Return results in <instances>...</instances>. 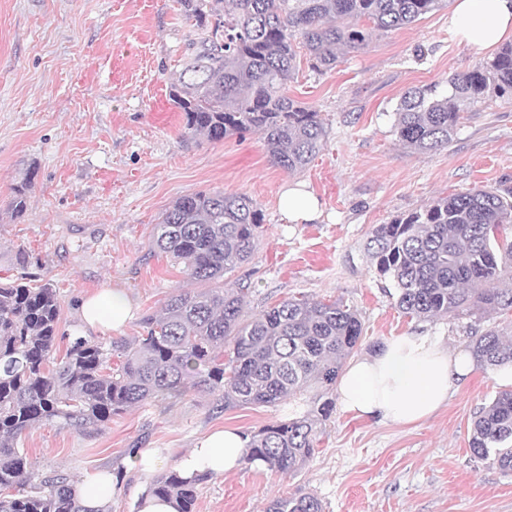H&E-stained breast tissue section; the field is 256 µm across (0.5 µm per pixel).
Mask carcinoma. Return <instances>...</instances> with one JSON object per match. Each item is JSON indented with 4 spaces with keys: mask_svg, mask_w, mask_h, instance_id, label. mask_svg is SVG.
Masks as SVG:
<instances>
[{
    "mask_svg": "<svg viewBox=\"0 0 512 512\" xmlns=\"http://www.w3.org/2000/svg\"><path fill=\"white\" fill-rule=\"evenodd\" d=\"M201 30L171 86L185 133L212 141L256 132L274 165L301 172L321 145L319 112L286 96L302 39L310 67H336L340 46L361 48L374 31L417 21L444 0H179ZM512 96V44L489 62L407 91L395 109L402 143L417 151L448 146L462 119L461 102ZM263 214L243 193L201 191L178 198L154 227L153 245L182 262L204 288L171 296L143 320L146 333L110 346L79 337L57 352L61 303L50 284H0V512H85L68 475L35 483L17 440L27 429L56 425L101 429L133 406L181 395L189 376L220 393L224 408L271 405L313 384L330 388L358 347L363 326L341 301L293 297L243 319L250 286L226 275L249 263ZM512 189H472L375 224L365 250L379 277L392 282L401 311L419 320L464 311L512 313ZM229 344V353L224 345ZM476 365H512V338L498 329L472 336ZM119 364L111 366L112 357ZM333 411L314 409L247 435V463L292 472L314 454L318 424ZM469 446L512 470V391L473 414ZM201 475L172 471L152 492L194 512ZM266 512H323L314 495H281Z\"/></svg>",
    "mask_w": 512,
    "mask_h": 512,
    "instance_id": "cac0c4a2",
    "label": "carcinoma"
}]
</instances>
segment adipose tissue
Masks as SVG:
<instances>
[{"label": "adipose tissue", "mask_w": 512, "mask_h": 512, "mask_svg": "<svg viewBox=\"0 0 512 512\" xmlns=\"http://www.w3.org/2000/svg\"><path fill=\"white\" fill-rule=\"evenodd\" d=\"M448 26L460 42L494 47L512 38V0H456ZM80 314L88 328L114 330L130 319L131 302L123 289L113 288L83 301ZM469 372L465 356L432 337L405 334L351 361L337 392L343 410L355 417L415 424L430 418L447 401L452 382ZM246 453V440L238 430H219L187 449L177 468L187 479L206 472L232 473L242 466ZM114 481L109 470L83 472L77 491L85 512H101Z\"/></svg>", "instance_id": "1"}]
</instances>
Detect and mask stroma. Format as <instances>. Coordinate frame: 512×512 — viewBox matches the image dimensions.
<instances>
[{
  "label": "stroma",
  "instance_id": "obj_1",
  "mask_svg": "<svg viewBox=\"0 0 512 512\" xmlns=\"http://www.w3.org/2000/svg\"><path fill=\"white\" fill-rule=\"evenodd\" d=\"M451 12L447 5L373 33L366 46L341 49L335 68L320 74L295 44L288 95L320 112L325 136L312 163L291 174L271 163L258 134L185 137L169 92L197 33L178 0H0V283L29 276L51 283L60 335L106 345L132 339L170 296L200 288L153 249L161 214L197 191L244 193L264 216L252 261L235 272L251 288L245 317L292 296L339 299L364 326L357 356L412 332L468 353L472 329L504 327L512 317H409L364 252L373 225L451 193L512 187L510 97L462 104L445 148L410 149L394 129L405 91L447 84L495 55L459 42L448 29ZM27 179V207L17 214L14 191ZM297 185L318 198V221L287 220L284 194ZM107 288L124 289L132 318L116 331L84 329L80 300ZM511 389L512 369L477 366L434 416L414 425L335 407L297 471L243 464L198 485L195 510L265 512L273 497L311 494L324 512H512V472L469 448L474 412ZM322 395L314 385L274 405L228 409L220 395L191 385L115 415L103 429L40 425L18 445L38 480L112 468L119 481L108 512H134L141 477L123 464L131 449H165L170 472L201 436L288 420Z\"/></svg>",
  "mask_w": 512,
  "mask_h": 512
}]
</instances>
